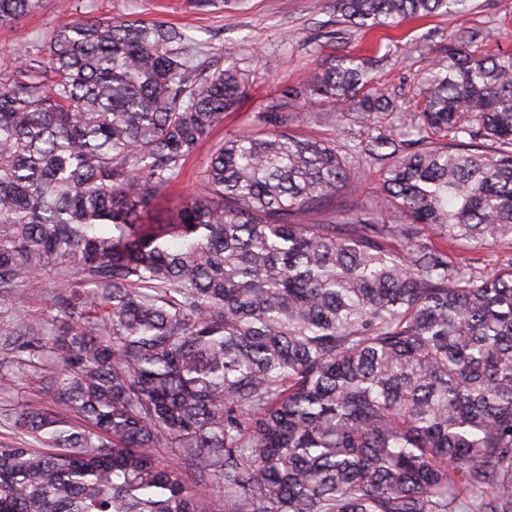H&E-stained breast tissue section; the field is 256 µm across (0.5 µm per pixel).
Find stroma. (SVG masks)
<instances>
[{
    "instance_id": "obj_1",
    "label": "stroma",
    "mask_w": 512,
    "mask_h": 512,
    "mask_svg": "<svg viewBox=\"0 0 512 512\" xmlns=\"http://www.w3.org/2000/svg\"><path fill=\"white\" fill-rule=\"evenodd\" d=\"M91 15L167 22L193 36L200 45L197 62L207 70L236 63L250 72L245 96L236 111L226 113L215 140L251 132L259 113L274 111L286 88L300 85L328 57L356 54L381 60L374 90L408 106L417 80L430 64L446 55L450 33L466 28L481 31L474 45L481 52L496 47L512 50V0H470L462 17L429 16L406 20L393 31L366 33L337 25L333 0H71ZM58 0H44L35 12L0 25V57L28 49L63 18ZM294 132L343 143L364 138L367 130L350 121L336 105L321 98L294 105ZM200 151L185 165L175 186L160 198L150 219L170 221L193 192L207 161ZM383 167L362 160L355 166V193L341 192L333 202L337 217L357 205H371ZM53 408L52 393L36 379L18 375L10 390L0 391V440L14 438L13 418L21 406Z\"/></svg>"
}]
</instances>
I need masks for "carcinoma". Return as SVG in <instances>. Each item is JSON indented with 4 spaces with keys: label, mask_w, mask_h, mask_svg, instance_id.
I'll list each match as a JSON object with an SVG mask.
<instances>
[{
    "label": "carcinoma",
    "mask_w": 512,
    "mask_h": 512,
    "mask_svg": "<svg viewBox=\"0 0 512 512\" xmlns=\"http://www.w3.org/2000/svg\"><path fill=\"white\" fill-rule=\"evenodd\" d=\"M469 0H335L359 29ZM40 0H0V22ZM464 30L350 149L292 115L216 144L166 224L142 215L249 74L208 72L161 21L70 17L0 64V365L55 407L0 441V512H512V52ZM344 54L298 94L393 109ZM382 205L332 212L357 155ZM400 242V248L391 243ZM46 310L17 318L47 281ZM168 448L178 464L159 458Z\"/></svg>",
    "instance_id": "obj_1"
}]
</instances>
